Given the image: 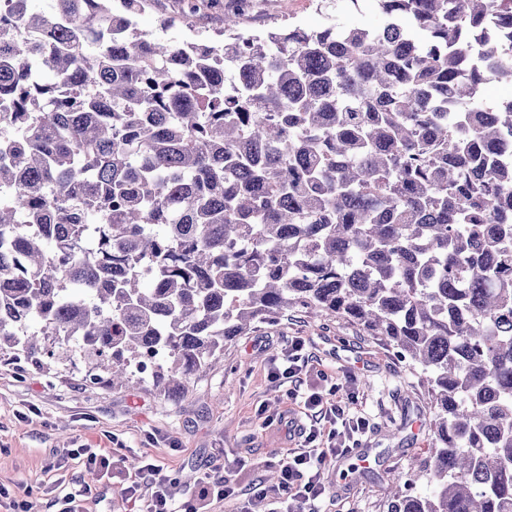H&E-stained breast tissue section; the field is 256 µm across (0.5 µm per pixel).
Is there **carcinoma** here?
<instances>
[{"label": "carcinoma", "mask_w": 512, "mask_h": 512, "mask_svg": "<svg viewBox=\"0 0 512 512\" xmlns=\"http://www.w3.org/2000/svg\"><path fill=\"white\" fill-rule=\"evenodd\" d=\"M0 358L184 391L295 308L395 349L431 415L432 491L512 512V0H377L381 23L173 43L150 0H7ZM87 88L59 98L69 85Z\"/></svg>", "instance_id": "obj_1"}]
</instances>
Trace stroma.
I'll return each instance as SVG.
<instances>
[{"instance_id":"35a3bbf8","label":"stroma","mask_w":512,"mask_h":512,"mask_svg":"<svg viewBox=\"0 0 512 512\" xmlns=\"http://www.w3.org/2000/svg\"><path fill=\"white\" fill-rule=\"evenodd\" d=\"M242 28L257 33L279 23L316 28L378 25L376 0H250ZM237 0H151L136 18L140 30L176 42L217 39L225 14ZM176 23L160 29L159 16ZM306 340L308 368L332 381L353 377L354 407L369 419L355 457L329 461L324 471L332 512H387L391 487L407 486L414 459L427 458L430 415L423 389L395 349L341 319L323 321L294 309L274 323L258 325L224 349V363L185 393H161L151 384L112 388L85 381L79 351L72 363L43 371L26 363L0 362V512L26 498L28 512H64L61 487L84 483L94 490L85 512H130L121 474L88 475L66 450L89 448L124 454L126 468L149 456L176 477L223 470L225 461L248 460L237 471L239 487L265 479L289 448L293 422L304 420L301 404L272 384L268 364L288 338ZM267 408L271 425L257 411ZM63 465L47 471L52 459Z\"/></svg>"}]
</instances>
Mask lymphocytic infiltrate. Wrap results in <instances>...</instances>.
Wrapping results in <instances>:
<instances>
[{"label":"lymphocytic infiltrate","mask_w":512,"mask_h":512,"mask_svg":"<svg viewBox=\"0 0 512 512\" xmlns=\"http://www.w3.org/2000/svg\"><path fill=\"white\" fill-rule=\"evenodd\" d=\"M354 398L349 383H335L329 393L314 391L301 396L310 415L308 425L300 429L301 441L280 462V479L269 485L257 481L247 492H240L231 473L244 468V459L225 463L223 474L206 471L189 495H182L180 483L158 459H143L142 465L124 492L131 501H139L141 486L152 493L148 512H204L216 501L245 497L240 512H324L328 493L323 480L327 460L341 459L351 453L354 435L368 426L364 417L352 414Z\"/></svg>","instance_id":"f902f5d3"}]
</instances>
